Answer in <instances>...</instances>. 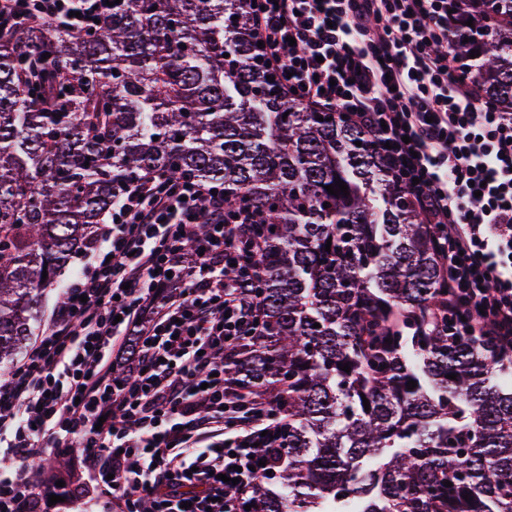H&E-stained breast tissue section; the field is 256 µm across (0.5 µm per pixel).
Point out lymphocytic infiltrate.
Listing matches in <instances>:
<instances>
[{"label": "lymphocytic infiltrate", "instance_id": "obj_1", "mask_svg": "<svg viewBox=\"0 0 512 512\" xmlns=\"http://www.w3.org/2000/svg\"><path fill=\"white\" fill-rule=\"evenodd\" d=\"M83 28L106 0H38ZM253 27L284 90L367 131L392 181L444 240L448 310L512 348V112L450 67L462 17L448 0H256ZM261 215L187 175L129 185L82 255L39 339L0 380V512H45L30 460L78 447L101 512H246L282 444L264 395L215 361L260 335ZM206 232H199V225Z\"/></svg>", "mask_w": 512, "mask_h": 512}]
</instances>
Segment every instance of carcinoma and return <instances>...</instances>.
Instances as JSON below:
<instances>
[{
  "instance_id": "carcinoma-1",
  "label": "carcinoma",
  "mask_w": 512,
  "mask_h": 512,
  "mask_svg": "<svg viewBox=\"0 0 512 512\" xmlns=\"http://www.w3.org/2000/svg\"><path fill=\"white\" fill-rule=\"evenodd\" d=\"M481 4L454 72L512 108V0ZM37 9L0 16V365L128 184L193 175L264 219L265 333L222 354L282 411L258 512H512V356L434 314L428 225L365 130L267 80L246 0H120L78 32Z\"/></svg>"
}]
</instances>
